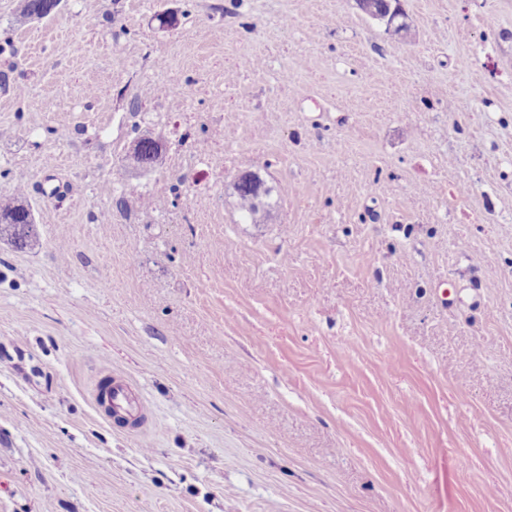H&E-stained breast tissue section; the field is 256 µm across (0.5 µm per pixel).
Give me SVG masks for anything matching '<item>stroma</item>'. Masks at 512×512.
<instances>
[{"instance_id": "35a3bbf8", "label": "stroma", "mask_w": 512, "mask_h": 512, "mask_svg": "<svg viewBox=\"0 0 512 512\" xmlns=\"http://www.w3.org/2000/svg\"><path fill=\"white\" fill-rule=\"evenodd\" d=\"M400 5L0 0V512H512V0ZM18 2L14 22L23 26L34 20H42L52 16L61 0H19ZM134 162L144 163L140 170L148 173L152 170L147 166H151L153 169L161 166L163 163L164 153L160 152L155 145L152 135L147 133L142 135L137 142V148L134 154ZM147 164V165H145ZM26 197V187L22 184L12 196L0 197V234L9 232L19 245L27 244L33 233L34 219ZM111 382L109 392L106 396V407L110 409L109 417L126 419L128 416H142L143 404L142 398L123 377L108 376Z\"/></svg>"}]
</instances>
